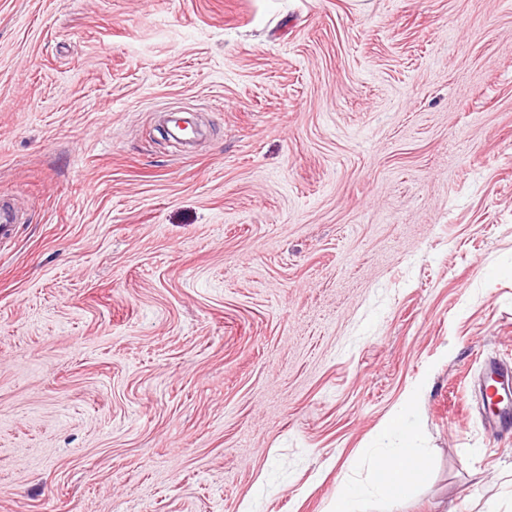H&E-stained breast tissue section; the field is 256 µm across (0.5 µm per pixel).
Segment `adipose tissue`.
<instances>
[{"mask_svg": "<svg viewBox=\"0 0 512 512\" xmlns=\"http://www.w3.org/2000/svg\"><path fill=\"white\" fill-rule=\"evenodd\" d=\"M379 469L372 489L341 488L330 499L326 512H356L355 505L369 497L371 491H379L391 498L403 497L410 480L425 481L428 477L418 449L382 448L378 451Z\"/></svg>", "mask_w": 512, "mask_h": 512, "instance_id": "ef3b65f1", "label": "adipose tissue"}]
</instances>
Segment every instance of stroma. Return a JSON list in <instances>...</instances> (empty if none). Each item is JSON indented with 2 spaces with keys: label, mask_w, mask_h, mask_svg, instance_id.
<instances>
[{
  "label": "stroma",
  "mask_w": 512,
  "mask_h": 512,
  "mask_svg": "<svg viewBox=\"0 0 512 512\" xmlns=\"http://www.w3.org/2000/svg\"><path fill=\"white\" fill-rule=\"evenodd\" d=\"M4 199L0 512H512V0H0ZM497 364L490 363L485 373L483 384V399L487 411L496 416L499 413L494 412L497 408L502 413L497 419L492 420L489 415L486 417L488 426L494 430L507 429L510 423V402H509V389L510 377L505 374ZM378 461L372 489L388 497H403L409 489V476L420 482L427 480L428 473L418 448H380ZM370 495L371 492L365 488H340L328 502L326 512H358L356 503Z\"/></svg>",
  "instance_id": "35a3bbf8"
}]
</instances>
